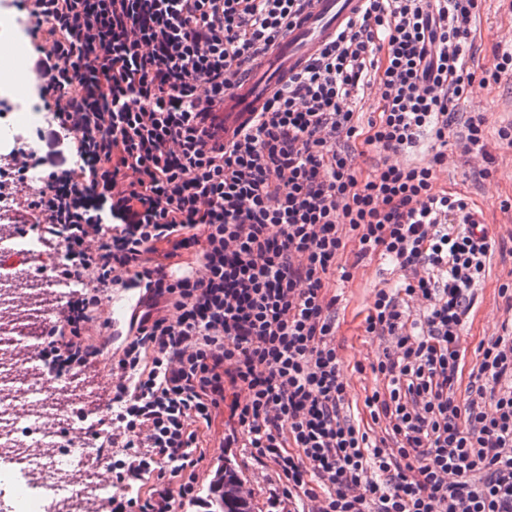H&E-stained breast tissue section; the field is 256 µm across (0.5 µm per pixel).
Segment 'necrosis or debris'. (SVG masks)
I'll list each match as a JSON object with an SVG mask.
<instances>
[{
    "mask_svg": "<svg viewBox=\"0 0 512 512\" xmlns=\"http://www.w3.org/2000/svg\"><path fill=\"white\" fill-rule=\"evenodd\" d=\"M32 76L26 66L23 43H14L9 53L0 55V85L11 93L7 110L0 119L9 128L35 131L37 113L28 104ZM12 247L0 252V282L12 281L14 297L20 306L33 310L35 317L57 304L63 288L72 279L60 263L58 249L46 247L36 234L13 232ZM12 369L23 380L11 392L6 426L12 447L21 449L23 472L0 473V486L7 489V512H61L65 502L83 498L95 503L110 493L101 482H89L93 469L83 450L81 424L87 418L79 401H61L77 375L52 374L43 367L39 335L20 331L12 346Z\"/></svg>",
    "mask_w": 512,
    "mask_h": 512,
    "instance_id": "4bbe7bcc",
    "label": "necrosis or debris"
}]
</instances>
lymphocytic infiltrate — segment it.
Here are the masks:
<instances>
[{
  "label": "lymphocytic infiltrate",
  "mask_w": 512,
  "mask_h": 512,
  "mask_svg": "<svg viewBox=\"0 0 512 512\" xmlns=\"http://www.w3.org/2000/svg\"><path fill=\"white\" fill-rule=\"evenodd\" d=\"M305 0H18L35 88L69 167L29 223L59 245L73 296L42 334L49 369L84 366L100 288L137 289L112 354L109 512L195 500L202 428L220 411L292 512H512V320L465 366L462 331L494 240L438 188L479 0H367L248 125L217 109ZM380 111L358 112L368 91ZM427 140L428 161L410 160ZM374 152L368 170L356 152ZM355 261L343 263L345 252ZM388 259L362 322L382 350L362 409L336 346L337 282ZM467 388H460L461 376ZM384 423V434L374 426Z\"/></svg>",
  "instance_id": "1"
}]
</instances>
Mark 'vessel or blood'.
<instances>
[{
  "label": "vessel or blood",
  "instance_id": "1",
  "mask_svg": "<svg viewBox=\"0 0 512 512\" xmlns=\"http://www.w3.org/2000/svg\"><path fill=\"white\" fill-rule=\"evenodd\" d=\"M364 0H306L302 12L276 46L260 58L247 77L224 95V127L233 130L260 111L272 92L303 70L324 45L354 20Z\"/></svg>",
  "mask_w": 512,
  "mask_h": 512
}]
</instances>
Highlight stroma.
<instances>
[{"label":"stroma","mask_w":512,"mask_h":512,"mask_svg":"<svg viewBox=\"0 0 512 512\" xmlns=\"http://www.w3.org/2000/svg\"><path fill=\"white\" fill-rule=\"evenodd\" d=\"M512 34V0H483L480 16L473 29V53L469 61L471 70L492 68L497 43ZM457 112L463 115H481L485 120L487 149L494 158L489 176H481L472 167L467 154L457 144H449L453 157L447 172L441 176L442 186L467 197L471 207L488 225L496 240L489 271L478 290V298L464 327L467 363H474L480 342L497 335L504 318L503 303L498 296L501 284L512 283V147L500 145L499 127L512 120V82L498 84L473 83L466 99L460 100ZM398 274L380 258L365 260L352 282L344 284L338 316L340 327L336 337L344 359V374L349 381V399L363 401L366 390L376 387L377 380L369 363L378 349L376 340L363 333L361 322L371 300L374 288L396 280ZM114 292L101 295L100 306L93 310L89 322V344L96 347V355L89 358L87 369L91 385L98 397L99 413L85 422L92 428L101 419L109 418L112 405V351L115 342L106 324L110 317V301ZM226 414H219L212 428L204 435L206 458L199 467L198 489L207 493L217 467L230 463L235 471L250 483L255 512H271L268 485L262 469L248 459L244 449L228 448L224 438L229 433Z\"/></svg>","instance_id":"1"}]
</instances>
